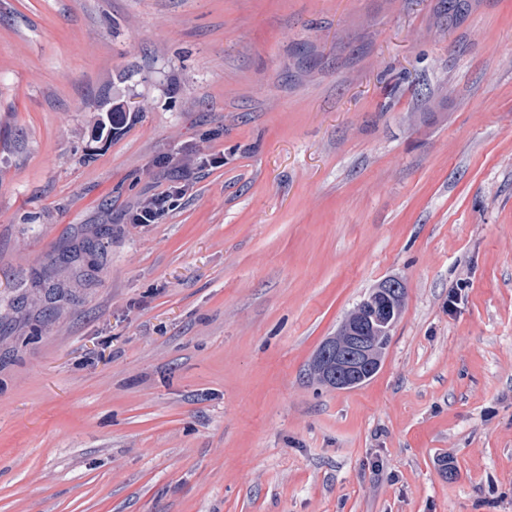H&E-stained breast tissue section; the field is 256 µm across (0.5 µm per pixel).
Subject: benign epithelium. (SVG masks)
<instances>
[{
  "instance_id": "7a95c632",
  "label": "benign epithelium",
  "mask_w": 512,
  "mask_h": 512,
  "mask_svg": "<svg viewBox=\"0 0 512 512\" xmlns=\"http://www.w3.org/2000/svg\"><path fill=\"white\" fill-rule=\"evenodd\" d=\"M403 285L394 279L378 283L369 299L363 301L355 318L344 327V339L317 357L314 367L325 373L336 370V379L328 386L336 390H350L373 377L372 369L379 363L376 352L365 341V334L381 336L390 333L397 320V310L390 300L402 292Z\"/></svg>"
}]
</instances>
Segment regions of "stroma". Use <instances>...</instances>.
<instances>
[{
	"instance_id": "stroma-1",
	"label": "stroma",
	"mask_w": 512,
	"mask_h": 512,
	"mask_svg": "<svg viewBox=\"0 0 512 512\" xmlns=\"http://www.w3.org/2000/svg\"><path fill=\"white\" fill-rule=\"evenodd\" d=\"M0 512H512V0H0ZM166 196H153L142 202L133 215L136 224H155L165 211ZM403 285L394 279H387L378 283L371 291L369 299L363 301L355 314V318L344 327L341 333H336L326 340V343L335 344L336 347L328 348L317 357L314 367L325 373L336 368V380L327 385L336 390H350L370 380L374 364H380L376 352L365 341V335L369 330L372 336L366 340L376 348L384 358L389 346L391 336L389 334L397 320V310L392 308L389 301L393 296L399 295ZM311 370L318 382L325 385L331 379L322 377L315 368Z\"/></svg>"
}]
</instances>
